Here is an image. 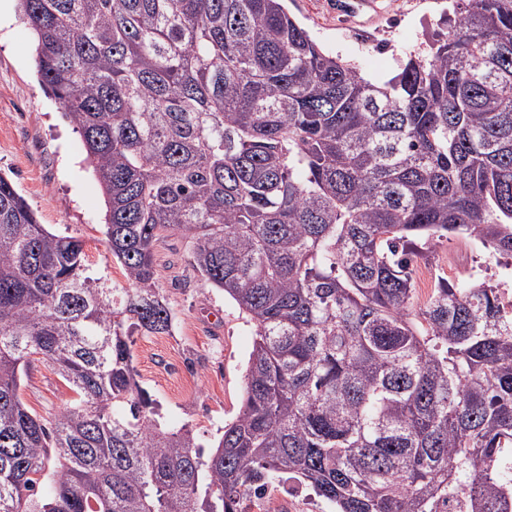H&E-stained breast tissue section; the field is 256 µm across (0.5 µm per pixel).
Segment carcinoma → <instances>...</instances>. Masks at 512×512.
I'll use <instances>...</instances> for the list:
<instances>
[{
    "mask_svg": "<svg viewBox=\"0 0 512 512\" xmlns=\"http://www.w3.org/2000/svg\"><path fill=\"white\" fill-rule=\"evenodd\" d=\"M456 6L378 83L286 0H19L125 285L0 174V512H253L281 474L336 512H512L501 283L415 305L444 237L512 267V0ZM174 228L254 327L208 452L153 418L133 364L135 333L170 332ZM36 355L76 394L46 417L20 396Z\"/></svg>",
    "mask_w": 512,
    "mask_h": 512,
    "instance_id": "1",
    "label": "carcinoma"
}]
</instances>
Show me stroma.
Segmentation results:
<instances>
[{
	"label": "stroma",
	"mask_w": 512,
	"mask_h": 512,
	"mask_svg": "<svg viewBox=\"0 0 512 512\" xmlns=\"http://www.w3.org/2000/svg\"><path fill=\"white\" fill-rule=\"evenodd\" d=\"M337 2L288 0L287 5L320 46L355 63L373 81L391 77L410 52L447 30L448 0H376L373 15L351 23L339 18ZM34 47L18 0H0V173L15 181L42 224L81 239L89 264L123 285L122 269L106 247L100 184L80 135L39 83ZM186 256L178 232L156 249L159 286L174 321L167 334L136 333L134 365L165 426L192 425L198 441L210 447L239 412L254 328L223 291L201 280ZM417 268L435 277L469 272L481 279L490 272L502 281L512 279L485 250L457 239L436 243ZM21 397L32 413L44 416L74 394L52 366L37 360ZM263 505L269 512H333L326 500L285 479L272 484Z\"/></svg>",
	"instance_id": "stroma-1"
}]
</instances>
